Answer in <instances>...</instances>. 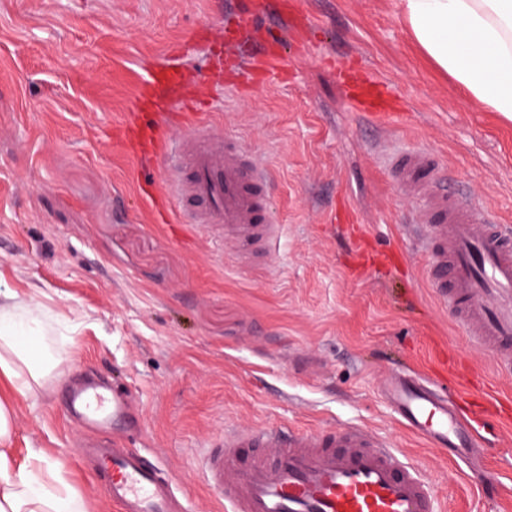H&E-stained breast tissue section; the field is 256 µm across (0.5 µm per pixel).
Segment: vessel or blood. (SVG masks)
I'll return each instance as SVG.
<instances>
[{
  "label": "vessel or blood",
  "mask_w": 512,
  "mask_h": 512,
  "mask_svg": "<svg viewBox=\"0 0 512 512\" xmlns=\"http://www.w3.org/2000/svg\"><path fill=\"white\" fill-rule=\"evenodd\" d=\"M373 120L398 119L376 84L356 93ZM171 153L181 200L201 207L183 213L198 233L219 234L273 250L278 228L269 214L271 175L236 142L225 141L203 116ZM392 166L402 186L420 188L427 204L413 223L430 265L427 282L455 321L488 349L501 373L512 374V231L480 216L461 193L445 188L434 158L415 150L397 155ZM383 393L401 423L437 448L470 457L471 428L441 390L412 376L394 374ZM84 421L103 428L132 419L127 399L96 387L72 399ZM273 449L266 457L265 449ZM113 503L122 512H176L175 494L158 465L135 452L91 444L79 448ZM204 476L229 512H432L429 483L402 456L364 426L284 432L262 428L219 438Z\"/></svg>",
  "instance_id": "1"
}]
</instances>
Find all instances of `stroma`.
<instances>
[{
    "label": "stroma",
    "instance_id": "obj_1",
    "mask_svg": "<svg viewBox=\"0 0 512 512\" xmlns=\"http://www.w3.org/2000/svg\"><path fill=\"white\" fill-rule=\"evenodd\" d=\"M248 4L285 32L283 75L245 70L232 90L210 55ZM0 61V290L37 301L64 353L14 409L17 458L41 449L89 512H119L74 455L115 443L153 458L187 512H226L203 473L225 432L364 425L431 482L435 512H512V446L494 425L479 431L487 490L380 393L402 370L512 402V376L429 288L405 229L423 201L391 166L430 152L476 210L512 226V122L433 64L395 0H0ZM175 66L270 170L280 236L267 261L173 227L167 162L121 141L127 124L185 134L182 102L135 97ZM349 67L388 85L401 125L354 109L338 77ZM85 378L124 389L142 431L70 416L67 390Z\"/></svg>",
    "mask_w": 512,
    "mask_h": 512
}]
</instances>
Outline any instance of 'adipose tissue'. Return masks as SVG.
Masks as SVG:
<instances>
[{
	"instance_id": "adipose-tissue-1",
	"label": "adipose tissue",
	"mask_w": 512,
	"mask_h": 512,
	"mask_svg": "<svg viewBox=\"0 0 512 512\" xmlns=\"http://www.w3.org/2000/svg\"><path fill=\"white\" fill-rule=\"evenodd\" d=\"M415 42L482 106L512 120V0H398ZM0 295V512H85L81 497L56 481L41 450L17 462L12 403L58 366L42 331V309L14 310Z\"/></svg>"
}]
</instances>
